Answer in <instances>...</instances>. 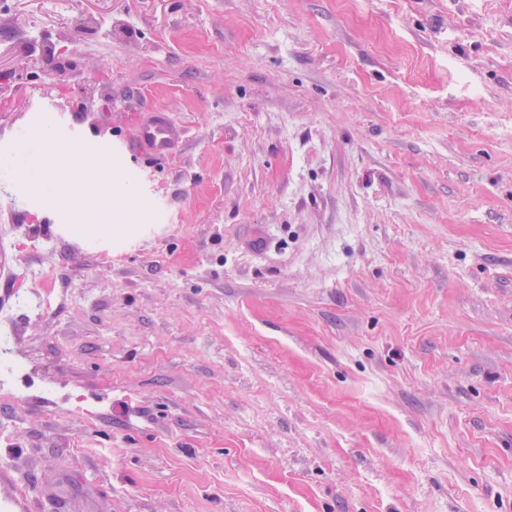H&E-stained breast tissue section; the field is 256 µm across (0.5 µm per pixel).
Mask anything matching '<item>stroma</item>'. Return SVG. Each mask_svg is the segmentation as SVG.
Returning <instances> with one entry per match:
<instances>
[{
    "label": "stroma",
    "instance_id": "1",
    "mask_svg": "<svg viewBox=\"0 0 512 512\" xmlns=\"http://www.w3.org/2000/svg\"><path fill=\"white\" fill-rule=\"evenodd\" d=\"M0 336V512H512V0H0ZM181 130L164 114L155 113L137 126V139L143 151L152 156L170 154L177 146ZM79 144H85L86 143H80ZM76 142L73 141H61L60 143V152L67 153L69 152L76 144ZM89 151L87 154L89 166L93 170L94 167L98 163H104V164H112V151L108 147H102L99 145H88Z\"/></svg>",
    "mask_w": 512,
    "mask_h": 512
}]
</instances>
